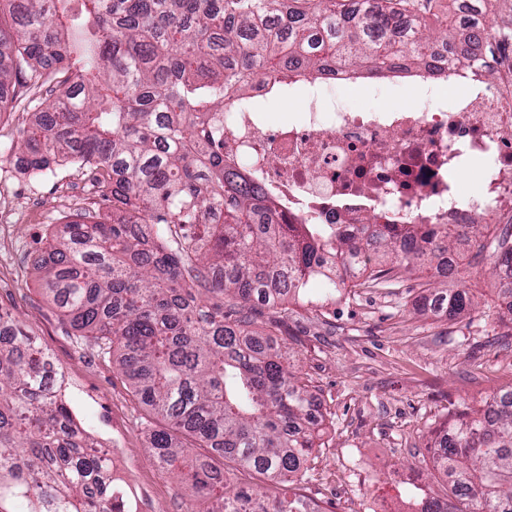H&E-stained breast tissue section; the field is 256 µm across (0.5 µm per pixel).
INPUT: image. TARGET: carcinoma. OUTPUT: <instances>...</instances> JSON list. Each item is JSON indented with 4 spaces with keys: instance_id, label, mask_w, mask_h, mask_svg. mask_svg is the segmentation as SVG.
<instances>
[{
    "instance_id": "obj_1",
    "label": "carcinoma",
    "mask_w": 512,
    "mask_h": 512,
    "mask_svg": "<svg viewBox=\"0 0 512 512\" xmlns=\"http://www.w3.org/2000/svg\"><path fill=\"white\" fill-rule=\"evenodd\" d=\"M0 0V113L24 85L47 120L10 155L41 175L65 161L100 173L112 221L80 213L54 225L40 271L70 325L116 363L164 426L150 457L191 485L187 512H317L297 494L238 482L255 472L304 480L319 436L309 385L288 348L257 327L259 303L288 313L312 279L328 296L365 278L421 270L455 226L257 221L263 189L224 165V113L253 83L275 96L302 75L367 65L382 75L430 67L460 36L443 0ZM471 53L491 34L471 23ZM512 268L497 240L494 274ZM448 295V316L468 311ZM0 512H131L109 459L77 424L67 378L19 322L0 312ZM434 448L442 495L418 512H512V391L463 407Z\"/></svg>"
}]
</instances>
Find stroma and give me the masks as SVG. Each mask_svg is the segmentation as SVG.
Returning <instances> with one entry per match:
<instances>
[{
	"instance_id": "1",
	"label": "stroma",
	"mask_w": 512,
	"mask_h": 512,
	"mask_svg": "<svg viewBox=\"0 0 512 512\" xmlns=\"http://www.w3.org/2000/svg\"><path fill=\"white\" fill-rule=\"evenodd\" d=\"M112 214L89 171L20 172L0 155V308L37 336L68 377V399L83 428L105 448L133 512H186L191 489L151 459L149 432L160 428L111 355L74 336L41 289L39 264L53 225L78 211ZM483 254L466 253L465 277L402 274L388 288L356 287L326 300L321 281L287 314L264 310L306 373L323 414L321 445L299 495L319 512H414L417 497L442 490L433 477V431L460 403L483 407L512 389V326L498 319L492 275L496 238ZM465 290L473 306L456 318L425 310L424 299Z\"/></svg>"
}]
</instances>
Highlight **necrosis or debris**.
Listing matches in <instances>:
<instances>
[{
	"mask_svg": "<svg viewBox=\"0 0 512 512\" xmlns=\"http://www.w3.org/2000/svg\"><path fill=\"white\" fill-rule=\"evenodd\" d=\"M448 77L462 88L454 98L421 73L381 104L352 72L307 78L278 122L250 111L267 98L251 89L224 115V162L260 183L280 223L497 224L512 240V57L487 53ZM472 166L475 191L457 179Z\"/></svg>",
	"mask_w": 512,
	"mask_h": 512,
	"instance_id": "necrosis-or-debris-1",
	"label": "necrosis or debris"
}]
</instances>
